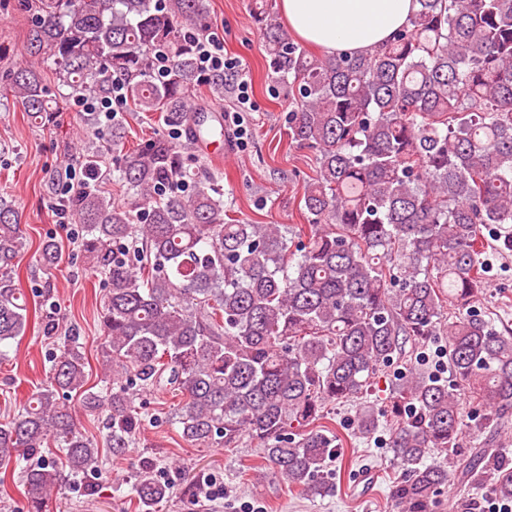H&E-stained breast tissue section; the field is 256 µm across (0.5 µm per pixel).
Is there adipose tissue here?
Here are the masks:
<instances>
[{
    "label": "adipose tissue",
    "instance_id": "1",
    "mask_svg": "<svg viewBox=\"0 0 512 512\" xmlns=\"http://www.w3.org/2000/svg\"><path fill=\"white\" fill-rule=\"evenodd\" d=\"M282 18L324 54H361L405 27L416 0H278Z\"/></svg>",
    "mask_w": 512,
    "mask_h": 512
}]
</instances>
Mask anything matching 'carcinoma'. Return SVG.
I'll list each match as a JSON object with an SVG mask.
<instances>
[{
  "label": "carcinoma",
  "instance_id": "obj_1",
  "mask_svg": "<svg viewBox=\"0 0 512 512\" xmlns=\"http://www.w3.org/2000/svg\"><path fill=\"white\" fill-rule=\"evenodd\" d=\"M395 39L360 55L316 56L252 0L275 78L288 84L290 144L317 155L303 186L308 223L288 241L284 224L225 219L219 180L188 166L176 143L151 138L125 149L122 114L112 151L127 198L102 190L111 178L91 144L76 160L83 182L67 205L81 249L104 275L101 348L112 382L86 387L71 338L49 382L0 423V469L21 467L29 512H44L64 475L100 470L96 442L78 429L75 393L103 411L105 441L125 454L145 422L135 396H181L172 421L195 448L257 441L289 486L310 497L332 491L326 471L336 432L316 426L323 405L362 394L407 344L440 333L447 302L453 383L409 364L389 412L390 448L407 479L393 495L406 512H427L448 482L433 455L462 447L512 408V332L471 309L481 288L483 230L512 249V0H418ZM209 34L205 0H34L29 59L10 73V91L44 125L60 103L126 87L137 112L168 126L200 124L205 82L224 96V75L202 78L195 41ZM166 59L156 74V57ZM64 94L51 93L41 66ZM26 246L20 217L0 196V346L25 335L28 306L8 266ZM62 258L52 238L42 265ZM486 412L466 418L460 397ZM457 480L484 479L512 500V468L498 448L460 459ZM130 494L138 512L169 496L152 464Z\"/></svg>",
  "mask_w": 512,
  "mask_h": 512
}]
</instances>
